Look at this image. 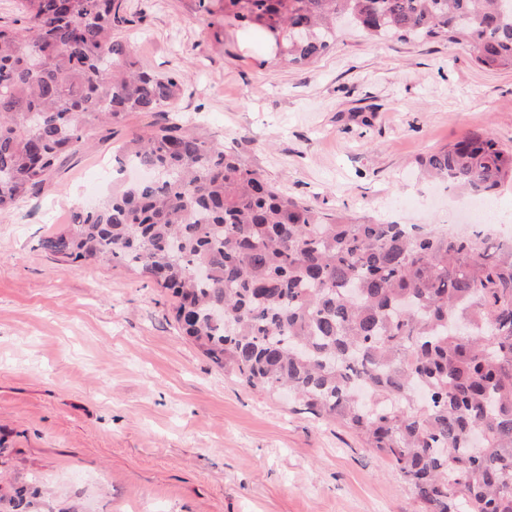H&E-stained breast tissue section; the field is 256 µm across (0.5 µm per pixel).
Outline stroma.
<instances>
[{
	"label": "stroma",
	"mask_w": 512,
	"mask_h": 512,
	"mask_svg": "<svg viewBox=\"0 0 512 512\" xmlns=\"http://www.w3.org/2000/svg\"><path fill=\"white\" fill-rule=\"evenodd\" d=\"M140 63L186 73L175 108L90 133L0 214V512H421L352 431L253 389L185 336L174 299L107 262L40 246L118 148L171 114L327 214L462 230L465 203L420 157L474 133L512 149V70L445 40L354 29L305 65L222 0H127Z\"/></svg>",
	"instance_id": "obj_1"
}]
</instances>
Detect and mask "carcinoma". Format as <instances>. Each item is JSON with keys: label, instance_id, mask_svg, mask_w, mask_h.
<instances>
[{"label": "carcinoma", "instance_id": "1", "mask_svg": "<svg viewBox=\"0 0 512 512\" xmlns=\"http://www.w3.org/2000/svg\"><path fill=\"white\" fill-rule=\"evenodd\" d=\"M226 2L283 34L291 63L325 52L348 15L372 37L446 38L512 70V0ZM20 13L0 25V213L95 126L172 106L185 87L139 66L117 33L124 0H20ZM117 162L149 177L76 209L44 250L172 292L206 355L358 433L422 512H512V240L324 214L177 122L131 138ZM419 165L472 195L512 182V151L489 134Z\"/></svg>", "mask_w": 512, "mask_h": 512}]
</instances>
